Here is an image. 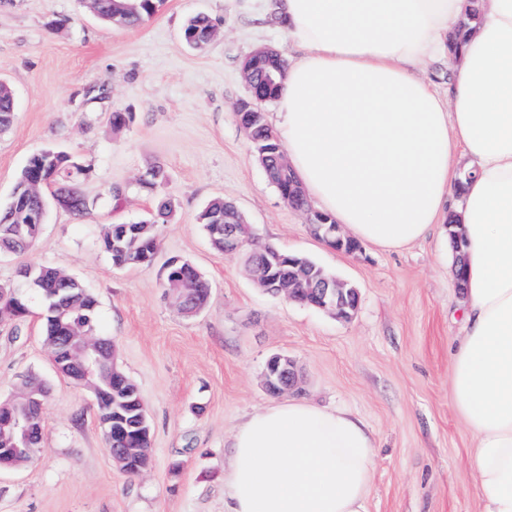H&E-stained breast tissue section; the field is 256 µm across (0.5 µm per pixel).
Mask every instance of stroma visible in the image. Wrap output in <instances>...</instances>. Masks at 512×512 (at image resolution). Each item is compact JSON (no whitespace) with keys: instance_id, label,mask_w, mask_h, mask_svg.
<instances>
[{"instance_id":"35a3bbf8","label":"stroma","mask_w":512,"mask_h":512,"mask_svg":"<svg viewBox=\"0 0 512 512\" xmlns=\"http://www.w3.org/2000/svg\"><path fill=\"white\" fill-rule=\"evenodd\" d=\"M198 14L218 28L201 51L181 37ZM268 15L267 0H161L152 17L126 27L100 19L89 0H0V83L15 98L14 121L0 132V204L28 158L48 148L78 159L91 204L80 221L50 206L33 248L0 255V283H20L23 266L49 265L96 295L98 328L145 401L152 454L140 475L116 466L91 388L55 370L44 302L27 289L30 316L0 326V400L27 375L43 379L45 437L33 463L0 470V512H224L230 442L245 417L273 404L262 375L277 353L299 374L292 399L346 408L372 431L370 512H481L472 436L450 397L465 294L448 227L434 225L402 249L365 242L348 254L317 239L306 212L281 198L235 116L247 95L244 57L262 46L292 51ZM100 84L107 99H91ZM116 109L134 116L118 131ZM159 162L166 181L142 191L138 178ZM158 197L174 211L155 263L113 268L100 244L104 226L137 220ZM216 197L235 203L259 242L355 284L354 318L260 290L246 254L213 248L198 221ZM173 257L210 284L197 316L181 313L159 286Z\"/></svg>"}]
</instances>
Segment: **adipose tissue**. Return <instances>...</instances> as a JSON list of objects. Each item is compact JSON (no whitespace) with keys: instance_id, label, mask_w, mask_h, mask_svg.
Returning a JSON list of instances; mask_svg holds the SVG:
<instances>
[{"instance_id":"adipose-tissue-1","label":"adipose tissue","mask_w":512,"mask_h":512,"mask_svg":"<svg viewBox=\"0 0 512 512\" xmlns=\"http://www.w3.org/2000/svg\"><path fill=\"white\" fill-rule=\"evenodd\" d=\"M474 2L476 28L449 53ZM275 9L296 54L273 125L308 201L383 249L460 226L466 299L451 399L474 438L482 512H512V0ZM439 61L444 93L421 74ZM232 448L225 512H369L375 440L348 410L278 402L247 417Z\"/></svg>"}]
</instances>
